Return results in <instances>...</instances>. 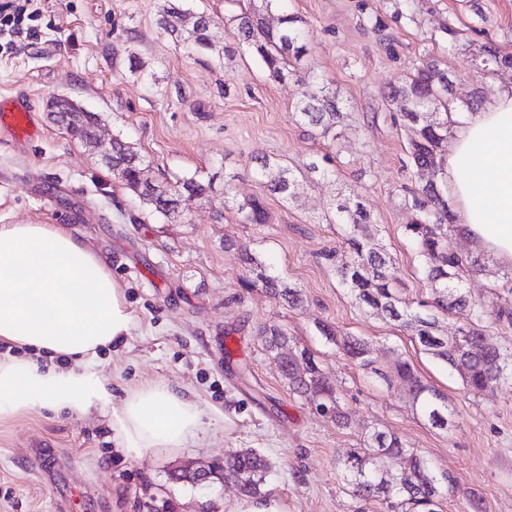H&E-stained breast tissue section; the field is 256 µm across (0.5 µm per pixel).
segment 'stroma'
I'll list each match as a JSON object with an SVG mask.
<instances>
[{"label":"stroma","mask_w":512,"mask_h":512,"mask_svg":"<svg viewBox=\"0 0 512 512\" xmlns=\"http://www.w3.org/2000/svg\"><path fill=\"white\" fill-rule=\"evenodd\" d=\"M32 37L0 54V96L29 98L42 138L19 148L0 140V224H59L83 239L125 289L134 315L126 345L100 354L114 399L146 382L188 388L214 415L186 448L129 459L112 442L103 413L76 416L33 409L0 421V512H229L233 488L207 479L173 480L185 466L207 467L226 453L253 448L274 464L268 488L288 512H354L336 472V457L367 429L398 433L456 491L444 512H467L472 496L485 512H512V384L466 394L461 380L423 354L397 327L366 315L320 257L342 247L343 224L326 219L331 200L361 195L371 212L372 241L395 259L394 272L412 301L427 299L419 259L403 233L411 218L403 190L414 182L407 129L396 123L402 102L382 92L424 50L443 60L453 100L490 101L512 84V71L483 74L480 48L492 41L512 53V0H288V12L314 29L306 57L323 74L344 113L342 137L330 143L292 112L299 87L267 78L246 47L225 55L228 26L204 51L175 41L159 24L172 4L227 17L233 0H40ZM461 38L448 44L442 30ZM65 97L98 115L100 135H122L154 176L212 180L210 197L184 201L170 222L118 182L77 140L53 123ZM330 155L335 174H308ZM290 166L298 198H266L270 221L242 224L225 207V176L235 203L261 191L257 160ZM223 211V223L214 214ZM249 247L267 273L302 288L293 311L246 282L245 265L225 237ZM278 325L309 348L351 413L337 428L291 394L256 330ZM329 324L372 342L381 367L411 358L447 394L456 425L431 428L376 375L343 359L322 335ZM239 343L225 362L223 339Z\"/></svg>","instance_id":"obj_1"}]
</instances>
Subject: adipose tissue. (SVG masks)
<instances>
[{
  "label": "adipose tissue",
  "instance_id": "ef3b65f1",
  "mask_svg": "<svg viewBox=\"0 0 512 512\" xmlns=\"http://www.w3.org/2000/svg\"><path fill=\"white\" fill-rule=\"evenodd\" d=\"M443 180L454 233L512 267V85L464 113ZM133 316L107 265L65 227L0 224V421L35 408L85 416L111 408L112 437L131 458L175 452L209 411L190 391L145 383L112 397L98 353L131 334Z\"/></svg>",
  "mask_w": 512,
  "mask_h": 512
}]
</instances>
